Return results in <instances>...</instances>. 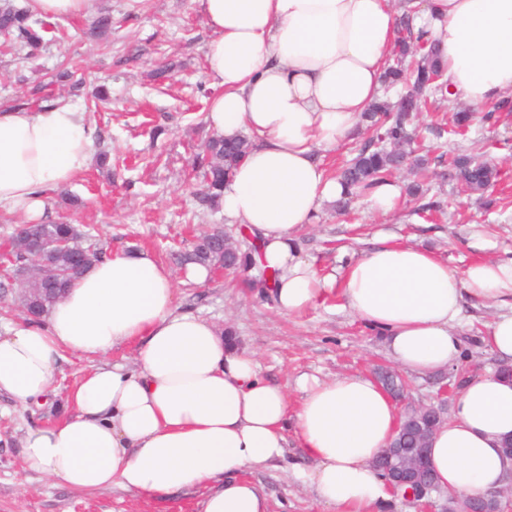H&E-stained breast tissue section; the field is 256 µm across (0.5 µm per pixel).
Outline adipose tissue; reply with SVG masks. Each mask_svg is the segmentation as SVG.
Masks as SVG:
<instances>
[{"label":"adipose tissue","mask_w":512,"mask_h":512,"mask_svg":"<svg viewBox=\"0 0 512 512\" xmlns=\"http://www.w3.org/2000/svg\"><path fill=\"white\" fill-rule=\"evenodd\" d=\"M199 3L214 32L206 121L214 135L253 140L221 206L275 271L268 295L295 315L341 286L349 312L416 376L458 366L465 300L496 304L482 340L499 366L458 392L430 459L448 493L500 488L512 473L501 449L512 437V258L459 274L430 250L385 245L323 277L300 236L324 203L346 194L315 152L346 140L382 97L396 37L391 0ZM406 11L414 31L438 44L452 97L477 106L512 98V0H407ZM91 148L92 130L70 104L0 108V212L41 218L45 191L82 175ZM126 343L134 369L86 372L67 396L70 413L27 432L26 469L86 493L117 485L149 497L208 484L201 512H269L241 473L284 459L293 437L313 462L303 477L330 512H380L391 500L373 466L396 432L391 396L356 373L304 376L291 408L286 389L261 378L254 354L229 346L214 322L178 311L170 272L143 251L98 262L41 319L6 326L0 394L40 404L63 353L103 358Z\"/></svg>","instance_id":"1"}]
</instances>
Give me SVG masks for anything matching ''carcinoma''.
<instances>
[{"instance_id": "carcinoma-1", "label": "carcinoma", "mask_w": 512, "mask_h": 512, "mask_svg": "<svg viewBox=\"0 0 512 512\" xmlns=\"http://www.w3.org/2000/svg\"><path fill=\"white\" fill-rule=\"evenodd\" d=\"M400 31L396 42V55L409 59L413 71L407 68L390 67L385 72V81L390 84L404 83L408 91L397 103L387 100L374 102L363 114V121L378 127L384 137V145L363 146L355 150V156L336 173V180L355 197L370 192L377 184L391 178L403 167L412 171L422 170L429 159L413 155L410 149L414 113L429 97L445 98L444 66L434 41L422 31L413 36L409 16L398 22ZM52 24L44 17L33 14L29 8L18 6L15 0H0V35L11 48L26 50V56L38 54L46 44V35ZM252 145L251 138L240 134L235 138L211 137L201 146L196 156L198 166L204 169L205 189L200 201L202 205L215 209L220 206L224 183L234 169L246 158ZM448 175L464 190L484 191L497 182L499 169L479 161L467 153H460L448 160ZM25 239L33 246L45 239L65 235L72 240L68 249H47L40 258L41 273L27 275L23 280V300L36 310L55 301L49 289H58L64 295L68 288L93 264L103 259L102 251L89 243L88 236L76 224L67 221L42 222L24 226ZM246 233L239 229L228 234L217 228L201 236L191 249L178 254L181 263H192L214 267L224 264V257L234 258L233 269L250 271L257 268L255 242H245ZM384 388L396 395L404 390L402 379L393 371H384L378 376ZM403 424L392 441L396 448L404 450L417 444V435L431 421L429 415L414 406H407L402 413Z\"/></svg>"}]
</instances>
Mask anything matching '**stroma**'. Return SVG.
I'll return each mask as SVG.
<instances>
[{"label": "stroma", "instance_id": "stroma-1", "mask_svg": "<svg viewBox=\"0 0 512 512\" xmlns=\"http://www.w3.org/2000/svg\"><path fill=\"white\" fill-rule=\"evenodd\" d=\"M98 10L112 15L108 40L89 36L93 15L59 17L56 39L46 51L30 59L0 54V103L37 107L68 101L86 111L95 143L111 155V171L93 164L69 185L82 201L79 209L58 206L57 191H49L46 219L65 215L88 226L107 257L124 249L149 252L170 271L181 309L232 328L237 347L257 355L262 377L286 385L291 404L301 399L296 384L301 375L371 377L377 366L389 365L383 336L350 315L339 291L288 316L252 288L249 274L213 273L199 283L187 266L176 263L174 253L194 236L227 223L223 209L200 206L203 180L193 168L198 145L211 134L205 115L214 90L205 51L213 32L197 0H99ZM63 61L76 68L80 88L53 83L52 72ZM99 83L109 87L112 103L93 112L86 96ZM462 106L457 99L428 102L416 120L418 142L429 144L438 135L448 153L464 151L494 162L500 169L496 185L484 196L463 193L454 181L434 175L428 191L416 199L407 191L413 176L403 170L393 176L398 197L390 214L374 212L363 196L343 214L325 204L302 233L306 253L322 272L344 267L382 240L430 249L458 273L478 259L512 257V112L488 121L485 107H475L472 126L461 136L451 115ZM498 312L495 306L467 302L459 367L406 376L397 409L436 402L440 390L455 389L459 372L495 367L481 335ZM99 364L96 358L64 356L56 390L38 407L0 396V512H199L197 489L153 501L120 487L88 495L24 469L20 447L26 431L56 423L67 390ZM249 478L266 493L271 512H325L287 469L253 472Z\"/></svg>", "mask_w": 512, "mask_h": 512}]
</instances>
